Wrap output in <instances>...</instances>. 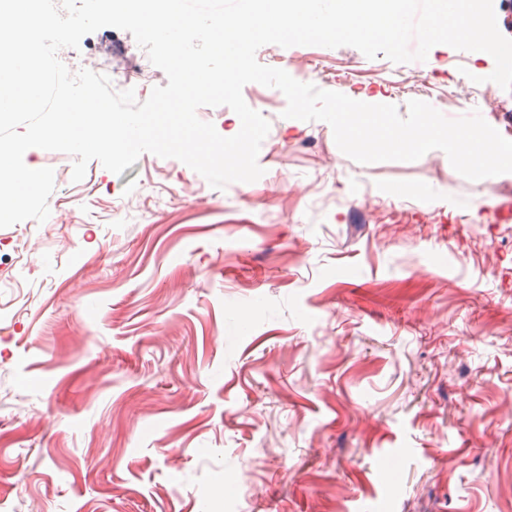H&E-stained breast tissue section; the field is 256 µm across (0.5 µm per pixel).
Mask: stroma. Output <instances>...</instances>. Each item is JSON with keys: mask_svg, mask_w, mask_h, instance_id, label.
<instances>
[{"mask_svg": "<svg viewBox=\"0 0 512 512\" xmlns=\"http://www.w3.org/2000/svg\"><path fill=\"white\" fill-rule=\"evenodd\" d=\"M135 47L104 27L70 56L142 102L167 78L132 84ZM257 59L402 113L454 89L446 117L512 140V91L467 78L488 55ZM242 95L270 123L251 183L148 152L75 182L72 156L34 153L53 217L0 228V512H512V223L478 208L512 180L434 150L361 164L278 89Z\"/></svg>", "mask_w": 512, "mask_h": 512, "instance_id": "stroma-1", "label": "stroma"}]
</instances>
